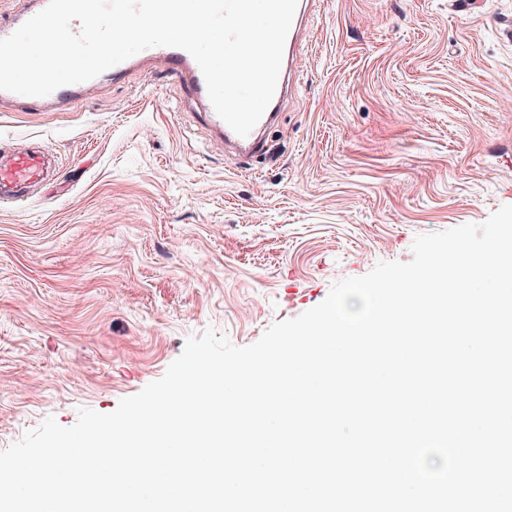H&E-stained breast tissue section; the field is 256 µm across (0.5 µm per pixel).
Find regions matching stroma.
I'll return each instance as SVG.
<instances>
[{
  "instance_id": "obj_1",
  "label": "stroma",
  "mask_w": 512,
  "mask_h": 512,
  "mask_svg": "<svg viewBox=\"0 0 512 512\" xmlns=\"http://www.w3.org/2000/svg\"><path fill=\"white\" fill-rule=\"evenodd\" d=\"M512 0H322L248 161L142 59L78 102L0 106L54 181L0 205V450L115 410L187 338L237 346L423 234L512 205Z\"/></svg>"
}]
</instances>
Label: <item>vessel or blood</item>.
<instances>
[{
    "label": "vessel or blood",
    "instance_id": "obj_1",
    "mask_svg": "<svg viewBox=\"0 0 512 512\" xmlns=\"http://www.w3.org/2000/svg\"><path fill=\"white\" fill-rule=\"evenodd\" d=\"M23 2V8L16 14L9 19L0 20V39L13 34L28 19L45 9L49 0H23ZM318 2L319 0H297L292 24L285 41L288 53L282 59L274 96L263 116L248 135H238L216 113L214 108H207L204 114L205 121L223 132L225 141L235 148L239 156L249 158L263 150L265 134L276 122L288 90L294 63L292 52L298 46L302 25ZM143 54L145 57L163 61L171 78L187 86L194 98L204 103L208 102L209 97L201 69L187 51L175 47L154 46L144 49ZM84 89L85 86L81 83L66 85L41 97L0 90V100L28 107H39L47 103L65 105L79 97ZM55 169L54 156L45 149L27 146L8 153H1L0 204L28 202L33 188L45 182Z\"/></svg>",
    "mask_w": 512,
    "mask_h": 512
}]
</instances>
